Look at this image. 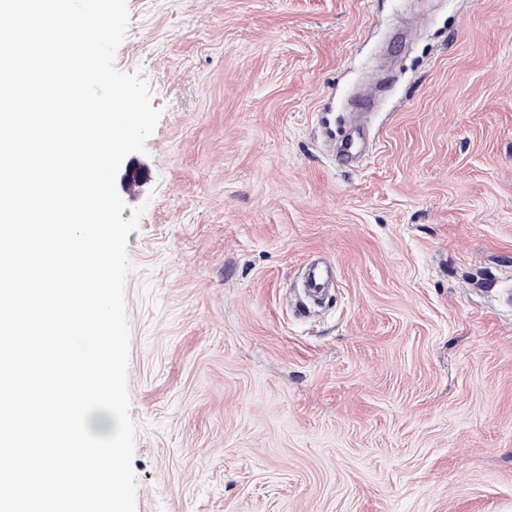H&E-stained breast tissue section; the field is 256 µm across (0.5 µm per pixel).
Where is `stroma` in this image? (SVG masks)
<instances>
[{"label":"stroma","instance_id":"35a3bbf8","mask_svg":"<svg viewBox=\"0 0 512 512\" xmlns=\"http://www.w3.org/2000/svg\"><path fill=\"white\" fill-rule=\"evenodd\" d=\"M127 5L136 512H512V0ZM308 266L307 290L315 295L323 290L322 287L327 279L334 277V266L331 262L322 258L312 260Z\"/></svg>","mask_w":512,"mask_h":512}]
</instances>
